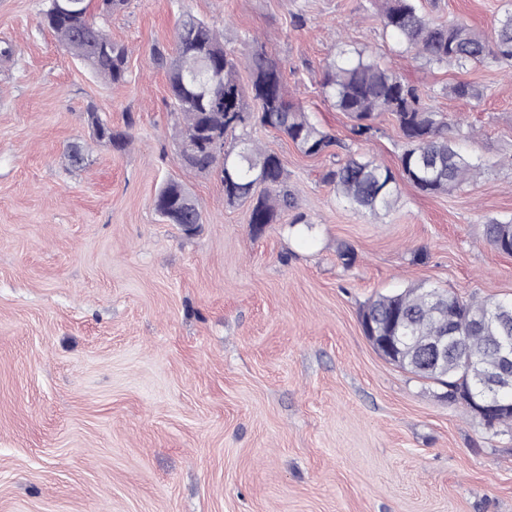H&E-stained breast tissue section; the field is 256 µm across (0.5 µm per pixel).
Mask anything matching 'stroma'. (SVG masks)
I'll return each instance as SVG.
<instances>
[{
	"instance_id": "35a3bbf8",
	"label": "stroma",
	"mask_w": 512,
	"mask_h": 512,
	"mask_svg": "<svg viewBox=\"0 0 512 512\" xmlns=\"http://www.w3.org/2000/svg\"><path fill=\"white\" fill-rule=\"evenodd\" d=\"M511 0H421L490 32ZM46 0H0V512H512V434L488 436L439 390L380 357L359 315L377 294L435 285L512 298V256L483 239L512 219V66L432 68L384 34L381 0H130L112 16L130 76L112 85L41 24ZM241 48L259 37L293 99L344 139L319 91L337 48L372 52L449 114L477 181L426 195L401 182L373 223L279 134L254 136L300 188L254 233L216 176L184 167L166 80L150 63L183 14ZM464 80L481 102L448 96ZM95 108L130 128L95 140ZM361 154L397 166L390 115ZM79 147L83 160L69 153ZM174 180L199 202L192 231L155 211ZM355 252L352 266L338 257ZM87 117L88 124L90 125L93 132V136L96 138L98 142L104 144L103 140H107L109 142H112V146H110L115 148H123L127 145L129 140L128 131L112 130V125L108 121L99 117L97 112L93 108L88 109ZM104 121L108 122L111 126L103 123ZM102 124H104L106 129L103 128Z\"/></svg>"
}]
</instances>
